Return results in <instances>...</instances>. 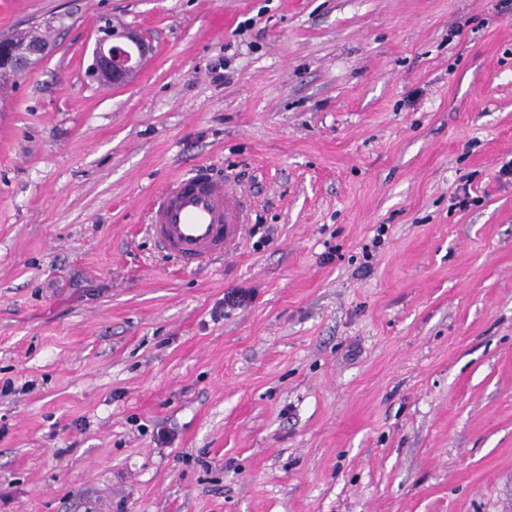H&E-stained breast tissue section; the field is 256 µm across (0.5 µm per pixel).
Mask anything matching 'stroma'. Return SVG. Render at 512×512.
<instances>
[{
    "label": "stroma",
    "mask_w": 512,
    "mask_h": 512,
    "mask_svg": "<svg viewBox=\"0 0 512 512\" xmlns=\"http://www.w3.org/2000/svg\"><path fill=\"white\" fill-rule=\"evenodd\" d=\"M103 17L154 47L120 87ZM46 25L0 87V512H512V0H0ZM201 164L251 208L182 269L146 201Z\"/></svg>",
    "instance_id": "obj_1"
}]
</instances>
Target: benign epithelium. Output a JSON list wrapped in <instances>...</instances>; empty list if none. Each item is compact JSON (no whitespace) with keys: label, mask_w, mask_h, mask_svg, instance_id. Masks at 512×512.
<instances>
[{"label":"benign epithelium","mask_w":512,"mask_h":512,"mask_svg":"<svg viewBox=\"0 0 512 512\" xmlns=\"http://www.w3.org/2000/svg\"><path fill=\"white\" fill-rule=\"evenodd\" d=\"M48 51L47 41L19 47L10 40L0 39V70L23 72ZM151 52V46L136 33L117 28L103 19L97 27L88 74L114 86L124 85L140 71Z\"/></svg>","instance_id":"benign-epithelium-1"}]
</instances>
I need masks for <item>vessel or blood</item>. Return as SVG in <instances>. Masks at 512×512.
Instances as JSON below:
<instances>
[{"label":"vessel or blood","mask_w":512,"mask_h":512,"mask_svg":"<svg viewBox=\"0 0 512 512\" xmlns=\"http://www.w3.org/2000/svg\"><path fill=\"white\" fill-rule=\"evenodd\" d=\"M150 233L181 266L222 257L246 221V205L207 168L177 178L149 202Z\"/></svg>","instance_id":"obj_1"}]
</instances>
